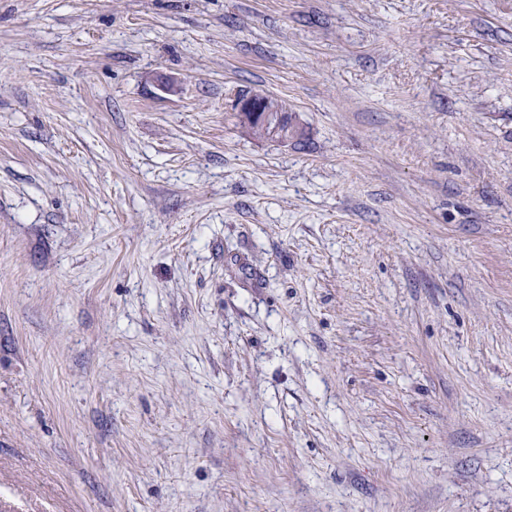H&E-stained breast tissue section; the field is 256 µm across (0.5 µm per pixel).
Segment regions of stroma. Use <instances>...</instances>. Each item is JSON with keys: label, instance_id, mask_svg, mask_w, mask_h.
Instances as JSON below:
<instances>
[{"label": "stroma", "instance_id": "35a3bbf8", "mask_svg": "<svg viewBox=\"0 0 512 512\" xmlns=\"http://www.w3.org/2000/svg\"><path fill=\"white\" fill-rule=\"evenodd\" d=\"M0 512H512V0H0ZM227 107L230 112L235 113L240 126L245 132L248 134L253 132L252 135L256 138L267 139L268 134V137L273 138L275 142L288 143L290 141L296 142L306 135L304 125L293 114L292 126L288 135H284L281 130H287V126H282V117L283 112H289L288 107L284 102L270 94L259 91H244L235 96Z\"/></svg>", "mask_w": 512, "mask_h": 512}]
</instances>
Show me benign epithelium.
Returning <instances> with one entry per match:
<instances>
[{"instance_id":"1","label":"benign epithelium","mask_w":512,"mask_h":512,"mask_svg":"<svg viewBox=\"0 0 512 512\" xmlns=\"http://www.w3.org/2000/svg\"><path fill=\"white\" fill-rule=\"evenodd\" d=\"M228 110L235 113L240 126L248 134L262 127L268 131V137L281 143L295 142L306 135L304 125L295 116L289 132L281 131L283 113L288 111V107L264 92H241L228 103Z\"/></svg>"}]
</instances>
